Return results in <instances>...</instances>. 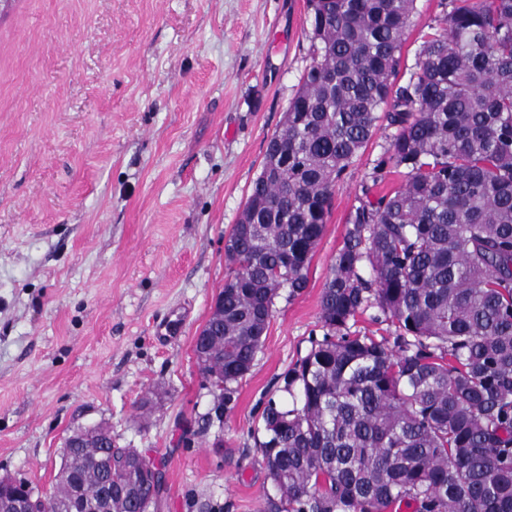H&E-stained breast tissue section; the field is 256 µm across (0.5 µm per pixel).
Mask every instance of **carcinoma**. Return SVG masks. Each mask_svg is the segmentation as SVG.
Here are the masks:
<instances>
[{"instance_id": "carcinoma-1", "label": "carcinoma", "mask_w": 512, "mask_h": 512, "mask_svg": "<svg viewBox=\"0 0 512 512\" xmlns=\"http://www.w3.org/2000/svg\"><path fill=\"white\" fill-rule=\"evenodd\" d=\"M416 0H308L311 63L224 247V321L199 364L221 418L263 352L275 300L307 287L336 183L373 138L403 177L348 218L320 300L322 341L269 400L267 512H512V0H441L397 84ZM377 305L393 343L350 336ZM157 461L109 439L64 449L105 512H161ZM60 485L39 512H71Z\"/></svg>"}]
</instances>
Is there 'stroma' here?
I'll list each match as a JSON object with an SVG mask.
<instances>
[{
  "mask_svg": "<svg viewBox=\"0 0 512 512\" xmlns=\"http://www.w3.org/2000/svg\"><path fill=\"white\" fill-rule=\"evenodd\" d=\"M439 0H416L401 77ZM307 0H0V476L42 496L65 437L164 463L162 512H266L254 432L322 340L320 297L393 129L336 187L308 284L279 297L223 421L194 358L240 219L310 64ZM223 438L224 451L213 444Z\"/></svg>",
  "mask_w": 512,
  "mask_h": 512,
  "instance_id": "1",
  "label": "stroma"
}]
</instances>
